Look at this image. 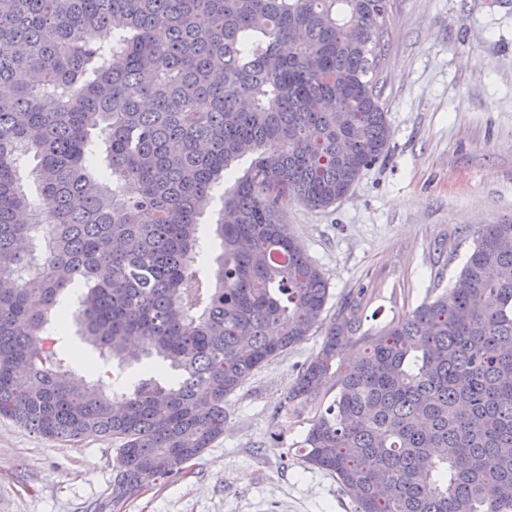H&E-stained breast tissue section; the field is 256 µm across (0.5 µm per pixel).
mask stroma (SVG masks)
I'll list each match as a JSON object with an SVG mask.
<instances>
[{"label": "stroma", "instance_id": "1", "mask_svg": "<svg viewBox=\"0 0 512 512\" xmlns=\"http://www.w3.org/2000/svg\"><path fill=\"white\" fill-rule=\"evenodd\" d=\"M385 28V156L336 206L281 211L329 284L328 314L364 289L366 332L443 294L476 232L512 219V0H390ZM322 339L315 331L257 371L184 475L117 512H354L300 451L335 391L287 398ZM117 473L112 438L50 441L0 419V512H101Z\"/></svg>", "mask_w": 512, "mask_h": 512}]
</instances>
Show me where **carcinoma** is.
<instances>
[{
    "label": "carcinoma",
    "instance_id": "1",
    "mask_svg": "<svg viewBox=\"0 0 512 512\" xmlns=\"http://www.w3.org/2000/svg\"><path fill=\"white\" fill-rule=\"evenodd\" d=\"M387 9L0 0V418L119 442L112 505L181 474L226 397L323 324L328 283L280 212L332 207L387 152ZM226 181L210 270L199 220ZM364 294L288 392L336 388L304 459L354 512H512V221L478 231L448 293L361 334ZM73 327L115 382L76 373Z\"/></svg>",
    "mask_w": 512,
    "mask_h": 512
}]
</instances>
